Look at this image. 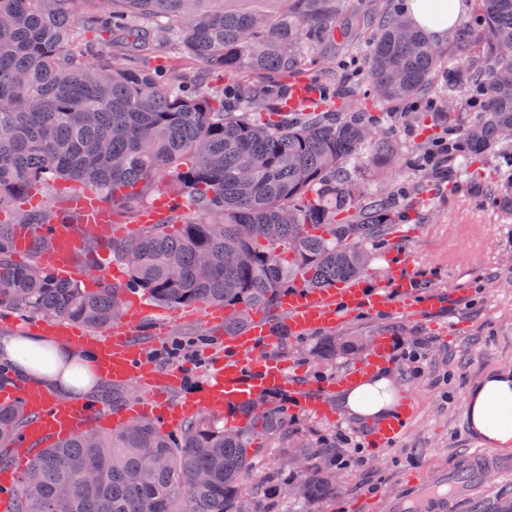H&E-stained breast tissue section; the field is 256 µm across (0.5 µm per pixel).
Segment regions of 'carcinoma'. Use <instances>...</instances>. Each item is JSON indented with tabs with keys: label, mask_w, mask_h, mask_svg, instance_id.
Wrapping results in <instances>:
<instances>
[{
	"label": "carcinoma",
	"mask_w": 512,
	"mask_h": 512,
	"mask_svg": "<svg viewBox=\"0 0 512 512\" xmlns=\"http://www.w3.org/2000/svg\"><path fill=\"white\" fill-rule=\"evenodd\" d=\"M482 53L465 66L398 14L369 38L371 92L410 101L441 75L437 102L468 89L486 98L482 117L451 130L445 161L460 178L476 156L499 148L509 162L490 204L512 215V0H478ZM340 0H0V211L26 224H53V200L71 181L138 212L166 196L154 224L111 245L128 278L85 288L42 264L11 260L12 225L0 224V309L101 329L119 319L125 296L169 308L217 304L231 310L224 335L246 325L240 309L268 310L301 284L330 288L367 270L389 234L395 192L362 196L358 219L337 222L355 203L338 173L370 146L384 145L379 121L309 107L301 120L277 82L319 64L314 46L331 31ZM118 31L119 50H96L89 34ZM161 42L207 68L238 77L233 92L186 73L143 69L139 53ZM172 224L179 225L175 232ZM351 349L325 338L319 354ZM254 424L226 430L200 415L177 432L138 421L111 434L84 432L35 454L18 482L16 512H266L241 496L258 460L254 435L288 426L281 405ZM26 420L0 405V447ZM289 472L292 493L314 503L336 491L324 470Z\"/></svg>",
	"instance_id": "obj_1"
}]
</instances>
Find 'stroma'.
<instances>
[{
	"instance_id": "35a3bbf8",
	"label": "stroma",
	"mask_w": 512,
	"mask_h": 512,
	"mask_svg": "<svg viewBox=\"0 0 512 512\" xmlns=\"http://www.w3.org/2000/svg\"><path fill=\"white\" fill-rule=\"evenodd\" d=\"M400 2L342 0L336 30L319 47L328 62L317 76L333 89H348V109L383 114L385 138L408 156L431 145L449 121L466 125L481 111L482 101L467 94L454 116L433 106L418 120L383 101L369 100L364 31L399 9ZM505 169L504 158L488 153L475 164L474 180L467 183L452 176L429 178L404 166L391 169L374 160L371 152H363L351 170L355 184L403 186L408 191L392 211L387 254L371 262L364 281L377 285L392 266L405 264L415 278L417 298L439 293L444 302L418 318L395 309L349 317L329 333L340 342H358L359 347L333 358L316 354L329 334L322 330L301 339L283 338L274 356L301 368L305 381H321L361 360L375 337H390L388 369L401 395L414 400L415 414L401 440L376 451L365 425L352 418L340 414L330 421L289 413L286 430L255 440L261 458L243 481V496L272 492L271 512H369L365 492L386 498L397 492L410 472L430 476L459 470L479 451L492 469L461 502L462 512H502L505 505H512V449L483 444L470 432L465 414L472 383L487 371L512 368V215L492 207L477 190L481 184L496 185ZM135 338L158 369L185 371L186 394L203 380L211 363L224 356V325L207 305L169 310L146 304ZM178 340L184 348L174 358L170 350ZM328 438L335 439L336 451L346 461L335 471L334 496L310 504L289 495L287 483L275 489L266 483L289 444L298 441L316 448Z\"/></svg>"
}]
</instances>
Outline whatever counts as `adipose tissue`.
Here are the masks:
<instances>
[{"label":"adipose tissue","instance_id":"ef3b65f1","mask_svg":"<svg viewBox=\"0 0 512 512\" xmlns=\"http://www.w3.org/2000/svg\"><path fill=\"white\" fill-rule=\"evenodd\" d=\"M465 0H406L404 12L411 23L433 38L455 29ZM0 363L21 380L60 395L91 394L96 384L91 352L64 346L26 332L0 338ZM400 401L388 370L376 371L365 383L338 395L337 409L363 421L384 419ZM473 431L491 444L512 447V370L484 374L465 398Z\"/></svg>","mask_w":512,"mask_h":512}]
</instances>
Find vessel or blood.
<instances>
[{"label": "vessel or blood", "instance_id": "b4317fda", "mask_svg": "<svg viewBox=\"0 0 512 512\" xmlns=\"http://www.w3.org/2000/svg\"><path fill=\"white\" fill-rule=\"evenodd\" d=\"M112 222L108 206L95 191L76 189L69 197L66 209L56 224H29L14 238L16 252L24 253L33 242L47 238L49 248L43 253L45 263L55 269L72 266L75 254L83 245L74 229L106 228ZM413 277L404 269H394L383 284L371 287L352 279L337 288L313 290L299 287L280 296L275 313L255 312L245 328L224 339V360L190 395L172 400L174 389L180 388L183 375L163 373L148 361L145 351L135 344L130 330L136 326L135 309H128L114 325L110 335L94 336L76 330L62 319H47L36 325L37 333L80 345L96 354V367L105 377L118 384L140 383L143 395L124 408L115 418V427L151 418L169 429L202 413L233 414L250 406L263 394L284 393L288 407L318 418L328 417L326 396L359 386L379 367L388 363L392 353L388 337H376L366 355L349 366L327 384L309 385L294 380L288 365L270 357L269 352L283 336L301 338L318 329H331L348 315L364 310L385 312L399 307L407 312L433 309L439 297L417 303ZM9 395L21 402L28 419L19 436V446L13 466L0 469V512H13L16 484L27 464L28 449L73 437L88 430L106 413L89 404L62 400L35 390H10ZM412 414L410 405H400L386 419L371 426L368 438L376 445H391L405 434ZM465 492L467 485L452 473L427 478L416 473L403 487L387 499L390 512H448V499L439 493L440 487Z\"/></svg>", "mask_w": 512, "mask_h": 512}]
</instances>
